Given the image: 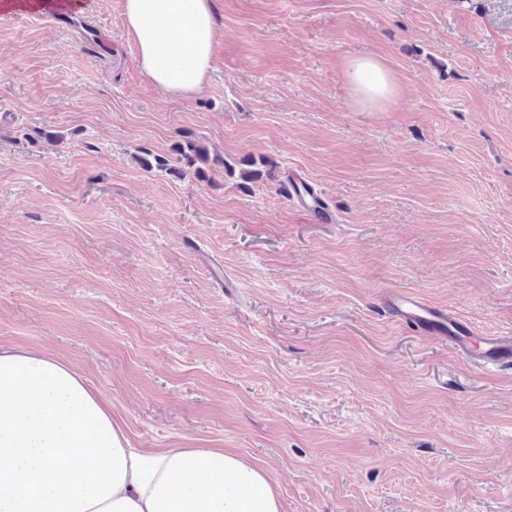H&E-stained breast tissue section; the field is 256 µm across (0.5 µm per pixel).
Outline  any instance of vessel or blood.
<instances>
[{
    "instance_id": "vessel-or-blood-1",
    "label": "vessel or blood",
    "mask_w": 512,
    "mask_h": 512,
    "mask_svg": "<svg viewBox=\"0 0 512 512\" xmlns=\"http://www.w3.org/2000/svg\"><path fill=\"white\" fill-rule=\"evenodd\" d=\"M289 194L308 215L320 222H331L332 216L320 193L301 177L288 186ZM382 305L385 313L398 325L421 335L447 342L449 348L464 361L483 367L512 366V333L481 332L446 308L435 305L410 290L388 292Z\"/></svg>"
}]
</instances>
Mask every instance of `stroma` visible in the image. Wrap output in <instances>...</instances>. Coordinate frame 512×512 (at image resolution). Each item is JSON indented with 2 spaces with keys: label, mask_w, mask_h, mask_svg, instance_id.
Instances as JSON below:
<instances>
[{
  "label": "stroma",
  "mask_w": 512,
  "mask_h": 512,
  "mask_svg": "<svg viewBox=\"0 0 512 512\" xmlns=\"http://www.w3.org/2000/svg\"><path fill=\"white\" fill-rule=\"evenodd\" d=\"M215 2L189 97L143 74L123 0L0 15V346L69 362L134 447L238 453L282 512H512V369L382 308L409 289L512 333V0ZM359 54L386 111L347 99ZM185 131L278 180L136 163ZM344 81L348 98L360 110H383L393 105L401 93L392 70L374 55L349 59ZM245 166L239 169V178L242 182L238 183L240 187L247 191L250 190V184L258 181L273 180L277 175L279 168L278 162L272 158H261L259 163L253 158L245 157L240 161ZM259 165V167H257ZM280 186L283 192L289 195L296 204L305 211L308 215L320 222L329 223L333 220L326 202L321 197L320 193L311 186L307 180L301 177L292 179V182H288V185L284 181H280Z\"/></svg>",
  "instance_id": "35a3bbf8"
}]
</instances>
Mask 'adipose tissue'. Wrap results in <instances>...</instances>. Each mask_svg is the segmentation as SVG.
<instances>
[{
	"mask_svg": "<svg viewBox=\"0 0 512 512\" xmlns=\"http://www.w3.org/2000/svg\"><path fill=\"white\" fill-rule=\"evenodd\" d=\"M140 66L161 89L189 95L212 69L214 0H124ZM189 49L179 68L170 56ZM357 109L393 105L401 89L373 55L344 69ZM0 512H281L268 473L221 448L132 447L111 404L70 364L0 347Z\"/></svg>",
	"mask_w": 512,
	"mask_h": 512,
	"instance_id": "1",
	"label": "adipose tissue"
}]
</instances>
